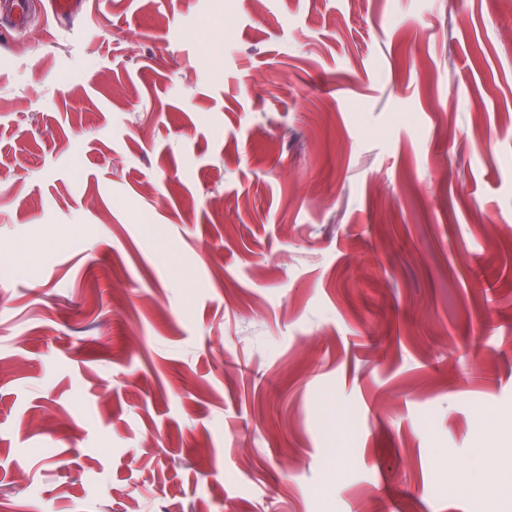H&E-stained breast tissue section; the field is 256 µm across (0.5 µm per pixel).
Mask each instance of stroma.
<instances>
[{
	"label": "stroma",
	"instance_id": "stroma-1",
	"mask_svg": "<svg viewBox=\"0 0 512 512\" xmlns=\"http://www.w3.org/2000/svg\"><path fill=\"white\" fill-rule=\"evenodd\" d=\"M510 480L512 7L0 29V512H512Z\"/></svg>",
	"mask_w": 512,
	"mask_h": 512
}]
</instances>
